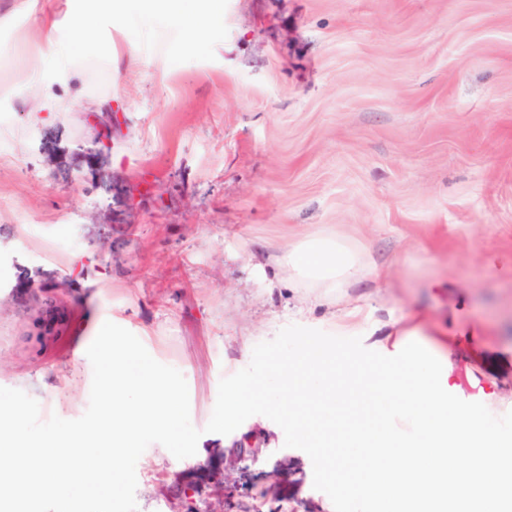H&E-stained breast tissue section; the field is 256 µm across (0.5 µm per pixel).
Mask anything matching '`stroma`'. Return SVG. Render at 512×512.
Listing matches in <instances>:
<instances>
[{"label":"stroma","mask_w":512,"mask_h":512,"mask_svg":"<svg viewBox=\"0 0 512 512\" xmlns=\"http://www.w3.org/2000/svg\"><path fill=\"white\" fill-rule=\"evenodd\" d=\"M0 20V387L41 419L89 404L86 350L104 322L136 335L189 388L202 436L176 459L151 444L136 470L138 512H169L184 471L208 469L206 432L222 378L243 350L297 324L378 325L446 337L448 390L512 411V0H223L192 50L176 19L129 9L100 37L144 62L110 66L86 44L37 54L41 0ZM34 58L38 77L18 70ZM79 108L32 121L41 94ZM111 112L99 165L91 114ZM331 236L362 271L343 288L289 284L292 245ZM258 460L224 458L199 483L214 512H334L310 458L267 422Z\"/></svg>","instance_id":"stroma-1"}]
</instances>
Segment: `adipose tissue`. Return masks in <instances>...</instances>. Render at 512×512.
<instances>
[{"label":"adipose tissue","mask_w":512,"mask_h":512,"mask_svg":"<svg viewBox=\"0 0 512 512\" xmlns=\"http://www.w3.org/2000/svg\"><path fill=\"white\" fill-rule=\"evenodd\" d=\"M184 0H139L144 16L165 13L180 21L181 46L193 48L199 38L210 31L224 14L223 0H193L192 17H184ZM129 6L128 0H73V6L64 19L44 12L35 21L42 31L38 47L41 55H59L54 39L59 22H66L79 41L93 37L101 19L121 21ZM282 266L294 282H309L321 288H337L353 276L358 267L355 255L333 238H312L289 248L281 257Z\"/></svg>","instance_id":"ef3b65f1"}]
</instances>
